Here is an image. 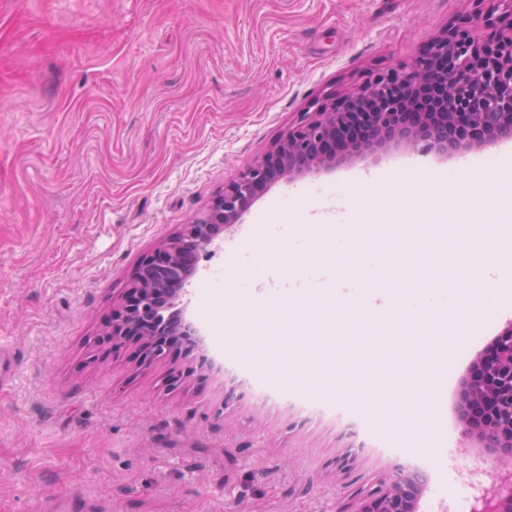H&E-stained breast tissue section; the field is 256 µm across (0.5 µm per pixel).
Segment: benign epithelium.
Returning <instances> with one entry per match:
<instances>
[{
  "label": "benign epithelium",
  "instance_id": "obj_1",
  "mask_svg": "<svg viewBox=\"0 0 512 512\" xmlns=\"http://www.w3.org/2000/svg\"><path fill=\"white\" fill-rule=\"evenodd\" d=\"M483 29L472 32L459 19L421 45L411 63L372 72L342 95L326 94L313 112H298L288 128L201 212L145 254L130 279L123 303L112 308L107 336L116 347L142 341L143 365L170 356L151 338L154 306L172 309L173 335L187 375L214 367L202 347V332L181 303L185 281L199 253L214 247L271 184L331 167L335 162L399 140L440 156L512 141V0H474ZM461 438L485 458L512 464V322L488 350L471 362L456 408ZM426 472L397 468L358 493L352 512H418ZM475 512H512V488L494 489Z\"/></svg>",
  "mask_w": 512,
  "mask_h": 512
}]
</instances>
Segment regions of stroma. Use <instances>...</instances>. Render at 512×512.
I'll use <instances>...</instances> for the list:
<instances>
[{"instance_id": "35a3bbf8", "label": "stroma", "mask_w": 512, "mask_h": 512, "mask_svg": "<svg viewBox=\"0 0 512 512\" xmlns=\"http://www.w3.org/2000/svg\"><path fill=\"white\" fill-rule=\"evenodd\" d=\"M472 0H0V344L21 357L0 390V512H336L396 465L423 461L421 512L476 502L507 473L461 445L456 400L470 362L512 321V290L445 262L473 244L477 266L512 257L483 234L512 220V142L457 156L407 144L271 185L227 231L235 253L198 255L186 287L206 345L235 361L166 391L180 362L140 364L102 342L140 257L174 235L327 93L407 63ZM381 277L402 322L482 296L466 343L429 337L437 364L422 410L315 390L287 335L311 333L268 303L343 300ZM427 284L404 286L410 268ZM289 363L290 376L279 368ZM290 397L263 404L255 386ZM326 401L303 410L300 398ZM351 408L369 429L338 416ZM359 453L340 471L336 458Z\"/></svg>"}]
</instances>
